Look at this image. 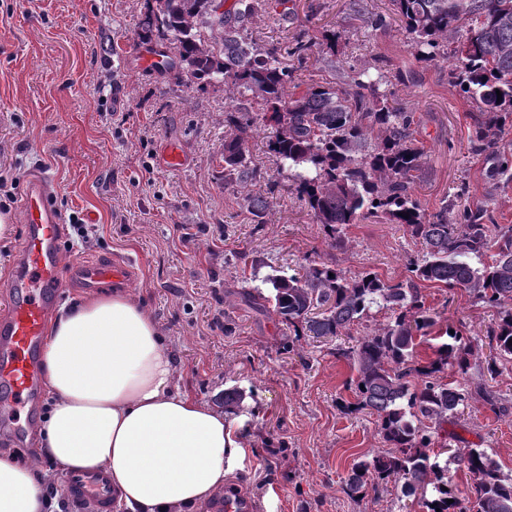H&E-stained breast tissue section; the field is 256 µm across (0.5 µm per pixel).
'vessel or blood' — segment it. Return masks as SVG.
Masks as SVG:
<instances>
[{
    "instance_id": "b4317fda",
    "label": "vessel or blood",
    "mask_w": 512,
    "mask_h": 512,
    "mask_svg": "<svg viewBox=\"0 0 512 512\" xmlns=\"http://www.w3.org/2000/svg\"><path fill=\"white\" fill-rule=\"evenodd\" d=\"M49 196L46 181L29 175L21 204L24 237L5 285L9 306L0 316V389L11 396L0 415L10 421L16 420L19 406L28 403L42 387L39 352L46 325L65 287L60 249L64 226ZM76 271L88 289L122 284L132 277L128 265L109 260L86 261ZM63 489L73 499L88 504L92 512H112V488L105 474L70 473Z\"/></svg>"
}]
</instances>
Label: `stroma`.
<instances>
[{
	"instance_id": "obj_1",
	"label": "stroma",
	"mask_w": 512,
	"mask_h": 512,
	"mask_svg": "<svg viewBox=\"0 0 512 512\" xmlns=\"http://www.w3.org/2000/svg\"><path fill=\"white\" fill-rule=\"evenodd\" d=\"M299 19L274 25L257 19L258 43L284 46L300 30L338 36L331 62H309L302 87L345 81L351 68L386 64L381 90L419 120L416 137L427 150L414 196L426 213L460 210L493 198L496 223L512 225V184L491 187L482 157L468 150L474 105L448 80L444 61L423 62L391 0H294ZM145 0H0V174L16 177L0 189V211L20 213L26 178L48 181L66 227L63 304L89 296L74 276L79 263L119 258L132 263L124 290L141 301L165 337L177 383L193 399L223 406L224 392H244L239 433L245 454L225 485L251 501L253 512H407L394 485L349 497L344 482L364 455L385 450L374 416L347 414L344 383L354 374L339 349L386 323L371 309L344 335L289 342L271 308L245 301L254 281L290 275L324 263L354 277L365 271L401 279L419 243L384 220L348 225L342 246H331L322 225L290 189L262 133L249 140L265 175L256 190L268 206L255 221L243 192L224 183L221 155L234 127L220 84L186 87L175 73H143L135 65L142 45L137 26ZM388 25L372 27L369 16ZM180 143L188 163L160 168L166 143ZM86 225L81 238L74 225ZM426 303L469 337L470 368L447 367L448 380L484 383L512 408V362L496 377L486 372L492 309L466 291L425 290ZM484 448L512 473V412L498 415L471 403L433 450L451 435ZM282 445L269 455V443Z\"/></svg>"
}]
</instances>
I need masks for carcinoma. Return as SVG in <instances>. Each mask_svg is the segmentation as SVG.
I'll list each match as a JSON object with an SVG mask.
<instances>
[{
    "mask_svg": "<svg viewBox=\"0 0 512 512\" xmlns=\"http://www.w3.org/2000/svg\"><path fill=\"white\" fill-rule=\"evenodd\" d=\"M414 53L426 62L448 61L449 81L478 110L468 138L471 153L485 159L495 184L512 181V0H391ZM288 0H235L217 12L214 0H146L138 37L167 45V69L185 84L222 82L231 105L224 122L237 134L224 141V181L239 188L265 179L250 154L248 133L261 129L268 150L288 170L297 197L331 245L343 244V229L379 214L421 245L399 281L364 272L348 278L326 264L311 263L291 275L262 279L271 295L255 288L253 298L273 303L289 334L333 338L371 307L390 320L339 353L356 372L349 383L354 400L342 405L376 415L388 450L353 464L345 481L349 496L388 482L425 512H512V475L483 448H450L449 458L469 475L467 491L448 478V466L431 459L429 425L455 423L459 411L481 400L494 413L508 408L484 384L441 380L448 365L466 373L470 342L449 325L435 336L434 357L421 359L418 339L430 335L439 312L426 305L422 289L462 288L495 311L487 330L486 370L512 362V225L493 223L488 204L466 209L448 223V206L429 216L413 190L426 152L416 138V115L395 105L380 86L381 69H351L348 82L317 84L300 92L294 66L313 55L315 42L299 35L280 49L251 36L256 18L278 6L275 23L297 11ZM502 98H497V95ZM381 135L373 136L374 131ZM243 392L224 391V412L237 414ZM435 495L425 497V487Z\"/></svg>",
    "mask_w": 512,
    "mask_h": 512,
    "instance_id": "1",
    "label": "carcinoma"
}]
</instances>
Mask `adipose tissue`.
Here are the masks:
<instances>
[{"label":"adipose tissue","instance_id":"obj_1","mask_svg":"<svg viewBox=\"0 0 512 512\" xmlns=\"http://www.w3.org/2000/svg\"><path fill=\"white\" fill-rule=\"evenodd\" d=\"M51 406L38 428L60 471L107 473L124 512H194L243 444L221 410L182 394L161 329L114 290L61 307L41 351ZM35 467L0 457V512H47Z\"/></svg>","mask_w":512,"mask_h":512}]
</instances>
